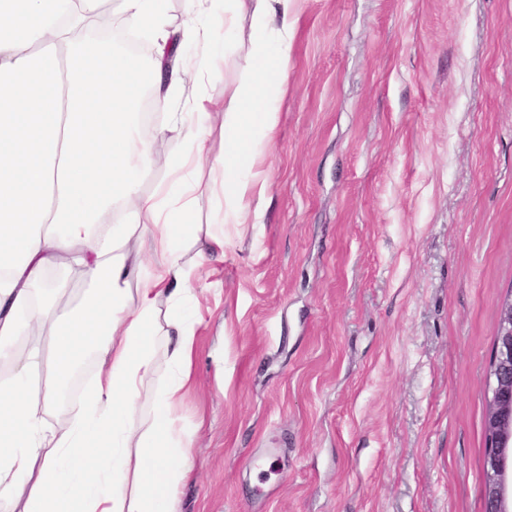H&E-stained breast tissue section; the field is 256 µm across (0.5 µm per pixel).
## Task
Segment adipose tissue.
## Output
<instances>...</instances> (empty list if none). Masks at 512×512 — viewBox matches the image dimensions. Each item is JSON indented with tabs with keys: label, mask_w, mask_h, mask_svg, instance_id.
Returning <instances> with one entry per match:
<instances>
[{
	"label": "adipose tissue",
	"mask_w": 512,
	"mask_h": 512,
	"mask_svg": "<svg viewBox=\"0 0 512 512\" xmlns=\"http://www.w3.org/2000/svg\"><path fill=\"white\" fill-rule=\"evenodd\" d=\"M117 13L156 47L149 64L89 38L96 0H0V502L23 512H176L190 436L176 435L174 412L196 380L201 317L194 288L200 265L222 252L226 234L209 232L196 248V173L213 127L224 153L211 169L219 224H244L251 200H264V171L245 166L277 131L266 104L282 89L295 26L291 0H185L203 15L197 40L235 38L252 9L254 64L222 106L202 92L220 72L211 56L194 68L184 34L170 29L164 0H117ZM156 104L181 98L166 132L185 142L158 163L136 119L143 95ZM164 166L165 181L140 189ZM132 205L127 223L104 214ZM79 267L89 287L72 301L64 284L43 281L47 266ZM46 331L48 353L17 349L22 334ZM98 369L83 401L66 409V426L47 427V408L87 358ZM49 377L30 393L34 371ZM159 379L149 406L146 381Z\"/></svg>",
	"instance_id": "ef3b65f1"
}]
</instances>
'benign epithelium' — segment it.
<instances>
[{
  "mask_svg": "<svg viewBox=\"0 0 512 512\" xmlns=\"http://www.w3.org/2000/svg\"><path fill=\"white\" fill-rule=\"evenodd\" d=\"M484 429L486 512H512V293L499 300Z\"/></svg>",
  "mask_w": 512,
  "mask_h": 512,
  "instance_id": "benign-epithelium-1",
  "label": "benign epithelium"
}]
</instances>
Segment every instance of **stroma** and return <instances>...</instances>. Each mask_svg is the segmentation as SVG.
<instances>
[{
	"label": "stroma",
	"mask_w": 512,
	"mask_h": 512,
	"mask_svg": "<svg viewBox=\"0 0 512 512\" xmlns=\"http://www.w3.org/2000/svg\"><path fill=\"white\" fill-rule=\"evenodd\" d=\"M223 57L230 96L252 65ZM260 223L206 263L177 512H485L512 0H299Z\"/></svg>",
	"instance_id": "35a3bbf8"
}]
</instances>
